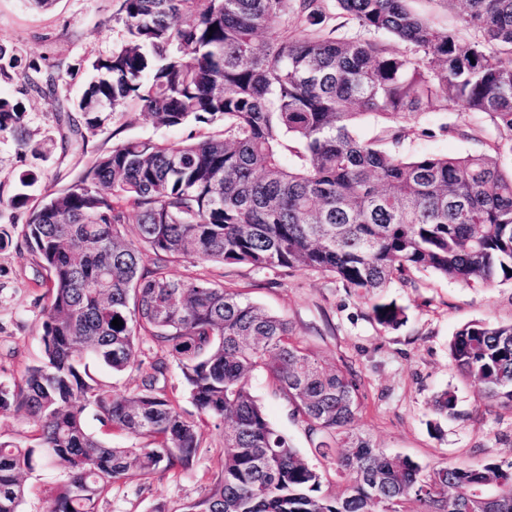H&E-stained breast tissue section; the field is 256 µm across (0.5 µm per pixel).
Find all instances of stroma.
<instances>
[{"instance_id":"35a3bbf8","label":"stroma","mask_w":512,"mask_h":512,"mask_svg":"<svg viewBox=\"0 0 512 512\" xmlns=\"http://www.w3.org/2000/svg\"><path fill=\"white\" fill-rule=\"evenodd\" d=\"M116 9L117 0H56L46 11L26 0H0V44L17 49L22 60L36 61L45 69L58 62L84 64L117 42L119 27L112 20ZM465 119L461 107L453 103L446 111L430 113L419 128L408 130L402 149L416 155L479 151V143L457 134L428 138L419 132L423 126L438 129ZM188 134L185 127H155L132 107L105 120L89 148L106 151L129 138L178 142ZM19 141L0 137V196L5 198L14 194L21 171L37 174L38 182L30 190L37 197L46 189L72 184L87 162L79 154L35 155L21 149ZM169 273L178 279L206 277L238 288L251 301L287 318L324 363L352 361L365 392L357 427L377 447L430 465L512 460V408L488 407L482 385L458 374L448 350L457 328L468 322H512V280L467 286L429 272L415 274L414 285L396 282L389 288V295L405 306L407 321L385 329L370 318L367 303L350 295L328 273L273 272L185 259L171 262ZM45 292L44 272L33 254L14 247L0 251V382L20 378L40 360ZM445 391L454 396V409L446 417L435 411V401ZM252 393L272 427L304 456H311L303 425L263 376L254 378ZM201 434L202 448L189 469L154 475L142 491L132 483L115 484L100 496L97 512H183L224 468L223 428L205 422ZM64 477L58 465L40 464L26 474L23 512H47Z\"/></svg>"}]
</instances>
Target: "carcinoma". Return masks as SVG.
<instances>
[{"instance_id":"obj_1","label":"carcinoma","mask_w":512,"mask_h":512,"mask_svg":"<svg viewBox=\"0 0 512 512\" xmlns=\"http://www.w3.org/2000/svg\"><path fill=\"white\" fill-rule=\"evenodd\" d=\"M120 39L96 57L73 101L0 45V135L20 128L37 96L66 126L51 145L87 153L102 115L139 107L158 127L223 130L175 142L128 139L96 153L73 184L45 191L18 175L0 206L24 209L21 236L45 271L42 357L20 380L0 382V413H21L38 446L0 441V512H21L23 474L40 459L67 469L49 512H95L118 482L187 469L201 448L197 423L165 392L176 364L200 415L224 425V469L185 512H512V461L422 465L376 447L356 419L363 393L352 364H323L291 323L240 290L175 279L176 258L276 271L330 273L396 329L406 309L390 297L413 271L465 284L512 280V0H442L473 34L408 7L409 0H117ZM366 36L325 31L331 11ZM215 28L209 32V28ZM405 44L394 51L375 38ZM453 102L472 116L487 149L462 155L400 152L407 125ZM377 116L388 135L363 140ZM136 224L128 239L126 225ZM123 325H111L114 318ZM158 355L142 368L140 339ZM450 354L486 398L512 407V323L472 321ZM91 358L140 384L115 397L89 374ZM291 407L323 469L268 422L252 395L256 373ZM104 426L148 443L114 448ZM343 481L321 494L323 472Z\"/></svg>"}]
</instances>
